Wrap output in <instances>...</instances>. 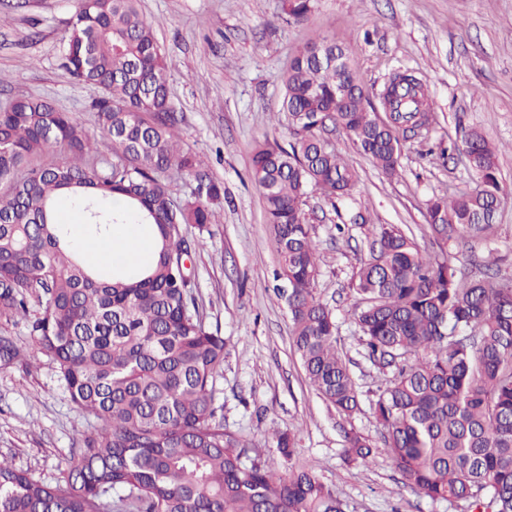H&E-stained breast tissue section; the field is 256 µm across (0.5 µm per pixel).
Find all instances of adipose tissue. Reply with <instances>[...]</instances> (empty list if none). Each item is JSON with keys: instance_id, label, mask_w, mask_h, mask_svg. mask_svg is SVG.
<instances>
[{"instance_id": "ef3b65f1", "label": "adipose tissue", "mask_w": 512, "mask_h": 512, "mask_svg": "<svg viewBox=\"0 0 512 512\" xmlns=\"http://www.w3.org/2000/svg\"><path fill=\"white\" fill-rule=\"evenodd\" d=\"M70 230L73 246L97 267L142 265L155 247L154 240L143 236L134 224H115L98 236L91 235L82 224L71 225Z\"/></svg>"}]
</instances>
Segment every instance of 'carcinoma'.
<instances>
[{"label": "carcinoma", "mask_w": 512, "mask_h": 512, "mask_svg": "<svg viewBox=\"0 0 512 512\" xmlns=\"http://www.w3.org/2000/svg\"><path fill=\"white\" fill-rule=\"evenodd\" d=\"M311 0H282L288 18H308ZM319 64L301 53L283 77L280 111L294 140L253 148L276 247L293 341L310 386L346 417L359 410L353 375L337 347L338 325L317 296L318 255L302 205L319 193L341 198L355 171L320 132L332 124L385 174L399 167L401 141L429 131L421 79L395 72L366 96L345 51ZM63 67L93 93L94 121L112 160L70 113L18 96L0 105V369L33 366L10 328L23 321L33 346L57 365L70 401L91 420L54 482L0 461V512H345L335 490L293 462L295 435L275 430L285 469L262 462L224 427L217 377L224 337L205 325L186 259L217 222L222 186L201 156L180 145L182 115L169 97L166 60L139 0H80L62 39ZM390 109L377 119L376 106ZM61 147L64 161L44 164ZM479 179L472 191L427 206L438 239L487 233L503 189L495 150L473 130L465 140ZM192 177L176 199L162 177ZM78 211L97 233L140 224L157 235L145 269L90 267L68 241L60 210ZM197 234L189 239L184 229ZM368 253L354 288L369 360L392 373L371 409L401 484L420 498L468 512H512V280L467 276L422 254L388 224L366 225ZM38 310L32 312L30 300ZM380 449L346 433V459L366 464Z\"/></svg>", "instance_id": "obj_1"}]
</instances>
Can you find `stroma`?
I'll list each match as a JSON object with an SVG mask.
<instances>
[{
	"mask_svg": "<svg viewBox=\"0 0 512 512\" xmlns=\"http://www.w3.org/2000/svg\"><path fill=\"white\" fill-rule=\"evenodd\" d=\"M74 9V0H0V103L18 95L52 100L108 160L109 142L89 110L91 93L61 64ZM140 11L166 57L182 142L224 185L218 221L193 265L200 313L224 338L217 387L225 426L277 465L271 430L295 432L296 463L331 485L348 512H466L402 488L386 455L367 465L345 460V429L376 443L380 429L369 401L343 418L306 378L288 309L274 293L277 254L251 159L256 142L292 141L288 115L279 109L282 78L314 40L347 49L368 93L396 71L425 82L432 129L428 139L404 142L397 175L383 174L342 131L327 127L325 138L353 164L358 182L349 198L313 194L303 207L319 255L317 292L335 309L339 346L355 364L361 392L377 389L383 375L364 358L355 321L364 223L396 226L426 255H449L466 272L488 265L512 279V0H313L300 23L283 14L281 0H140ZM472 129L497 147L502 202L488 238L446 245L426 221L427 202L473 187L457 148ZM89 425L47 357L29 373L20 366L0 371V458L53 481Z\"/></svg>",
	"mask_w": 512,
	"mask_h": 512,
	"instance_id": "stroma-1",
	"label": "stroma"
}]
</instances>
